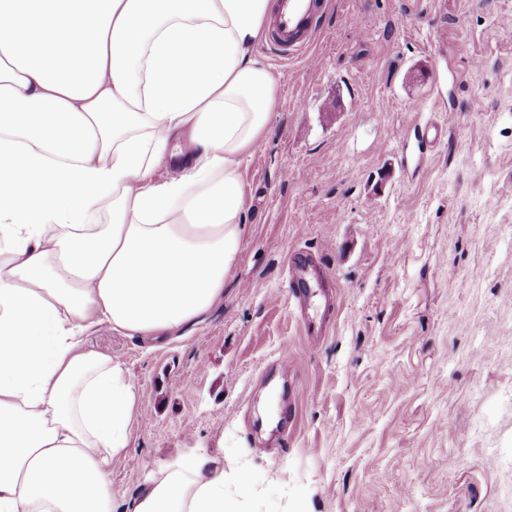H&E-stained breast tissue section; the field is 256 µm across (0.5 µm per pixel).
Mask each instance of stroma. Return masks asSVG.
I'll return each instance as SVG.
<instances>
[{"instance_id": "1", "label": "stroma", "mask_w": 512, "mask_h": 512, "mask_svg": "<svg viewBox=\"0 0 512 512\" xmlns=\"http://www.w3.org/2000/svg\"><path fill=\"white\" fill-rule=\"evenodd\" d=\"M258 54L275 121L223 301L85 336L137 394L115 512L203 453L239 512H512V0H326L288 69ZM294 250L331 277L302 314Z\"/></svg>"}]
</instances>
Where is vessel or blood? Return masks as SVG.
<instances>
[{"instance_id":"1","label":"vessel or blood","mask_w":512,"mask_h":512,"mask_svg":"<svg viewBox=\"0 0 512 512\" xmlns=\"http://www.w3.org/2000/svg\"><path fill=\"white\" fill-rule=\"evenodd\" d=\"M321 9V0H277V9L270 23V39L281 60H291L308 46ZM308 273L306 262L297 260L289 265V291L303 304L309 299L306 287Z\"/></svg>"}]
</instances>
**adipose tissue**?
<instances>
[{"instance_id": "adipose-tissue-1", "label": "adipose tissue", "mask_w": 512, "mask_h": 512, "mask_svg": "<svg viewBox=\"0 0 512 512\" xmlns=\"http://www.w3.org/2000/svg\"><path fill=\"white\" fill-rule=\"evenodd\" d=\"M273 10L0 0V512H113L136 392L84 337H162L223 300L246 243L242 163L272 128L256 48ZM130 510L237 512L207 454Z\"/></svg>"}]
</instances>
